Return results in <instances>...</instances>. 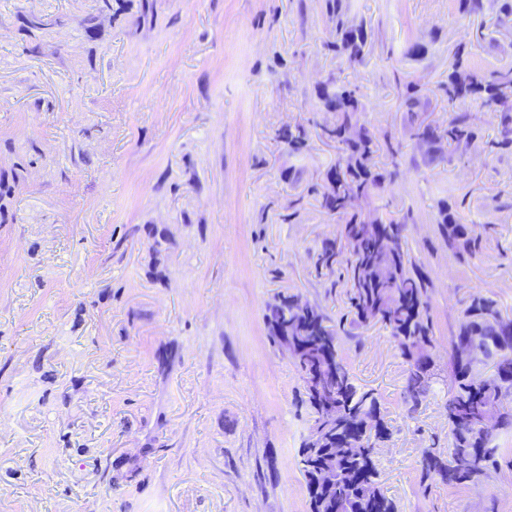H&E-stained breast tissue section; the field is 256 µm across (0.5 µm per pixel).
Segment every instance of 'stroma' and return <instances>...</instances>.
Returning a JSON list of instances; mask_svg holds the SVG:
<instances>
[{
    "instance_id": "obj_1",
    "label": "stroma",
    "mask_w": 512,
    "mask_h": 512,
    "mask_svg": "<svg viewBox=\"0 0 512 512\" xmlns=\"http://www.w3.org/2000/svg\"><path fill=\"white\" fill-rule=\"evenodd\" d=\"M0 0V512H309L296 461L312 420L266 322L295 295L340 325L356 384L387 434L381 487L398 512H512V434L481 483L420 484L421 453L448 451V364L482 293L512 318V151L499 115L466 104L476 145L412 137L402 104L448 124L439 87L456 49L512 68L501 0ZM363 28V59L328 50ZM359 87V123L389 131L396 171L362 213L405 218L430 282V391L404 400L387 331L354 321L317 269L336 172L322 92ZM303 128L288 148L283 130ZM488 226L460 261L439 211Z\"/></svg>"
}]
</instances>
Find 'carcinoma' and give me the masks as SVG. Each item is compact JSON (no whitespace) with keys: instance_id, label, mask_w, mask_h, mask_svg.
<instances>
[{"instance_id":"cac0c4a2","label":"carcinoma","mask_w":512,"mask_h":512,"mask_svg":"<svg viewBox=\"0 0 512 512\" xmlns=\"http://www.w3.org/2000/svg\"><path fill=\"white\" fill-rule=\"evenodd\" d=\"M341 38L336 53L351 60L362 56L366 35L361 29H346L337 21ZM448 101V126L438 131L421 123L414 126V137L425 142L471 144L478 138L475 128L463 114L468 98L486 93L482 103L491 112L501 113V130L490 149H512V69L479 74L468 68L462 51L456 52L448 83L441 86ZM324 106L336 113L322 136L336 142L339 172L330 185L319 192L321 206L338 220L336 241L326 244L317 265L333 268L345 254L346 291L351 311L358 322L374 320L388 331L407 364L404 397L418 405L428 391L432 360L419 350L432 342L426 278L403 250L404 222L394 218L383 224L351 212V199L369 198L384 192L395 172L374 171L373 156L381 151L398 152L392 135L378 138L366 127L353 123L359 112L358 90L342 86L324 96ZM448 247L471 256L481 252L484 240L476 229L454 222L448 210H441ZM270 337L288 345L293 363L305 379L302 404L313 418L336 406L343 418L336 423V435H327L322 448L313 451L303 443L297 465L309 496L310 512H396L394 502L381 490L373 456L375 448L357 449L352 438L377 442L384 436L378 400L370 390H362L352 378L337 343L334 329L317 311L303 306L292 296L283 298L267 315ZM476 338L488 341L493 352L483 364V379L476 378L477 367L464 360L458 344ZM450 362L453 390L448 397L450 448L448 462L426 449L420 460L421 482H440L452 487L473 484L484 470L496 465L497 438L512 434V412H499L492 433L476 428L481 407L497 403L502 390L512 387V319L501 315L497 302L476 295L465 308L453 341Z\"/></svg>"}]
</instances>
